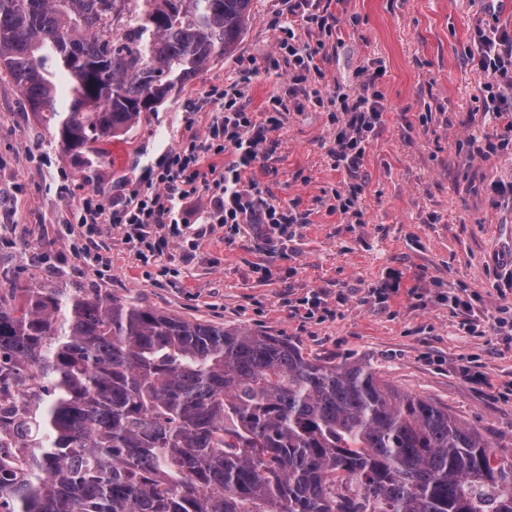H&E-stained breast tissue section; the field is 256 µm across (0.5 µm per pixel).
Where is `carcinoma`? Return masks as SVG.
Instances as JSON below:
<instances>
[{"instance_id":"cac0c4a2","label":"carcinoma","mask_w":512,"mask_h":512,"mask_svg":"<svg viewBox=\"0 0 512 512\" xmlns=\"http://www.w3.org/2000/svg\"><path fill=\"white\" fill-rule=\"evenodd\" d=\"M252 0H0V69L97 182ZM0 512H512V454L369 366L132 300L0 289Z\"/></svg>"}]
</instances>
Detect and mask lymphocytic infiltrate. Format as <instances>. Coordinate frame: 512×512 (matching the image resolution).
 <instances>
[{
	"label": "lymphocytic infiltrate",
	"instance_id": "obj_1",
	"mask_svg": "<svg viewBox=\"0 0 512 512\" xmlns=\"http://www.w3.org/2000/svg\"><path fill=\"white\" fill-rule=\"evenodd\" d=\"M477 69L485 78L482 85L483 121L496 124L494 134L470 138L474 153L512 157V34L495 28L477 29ZM324 43H297L294 37L281 39L279 56L269 57L270 66H278L280 56L288 58V95L273 97L271 109L264 119L247 112L240 100L237 84L218 91L221 102L205 135L186 129L177 147L164 151L155 162L143 167L140 187L129 197L114 201L104 208L97 196L84 197L74 221L86 239L102 232L103 225L122 228L126 241L142 259L162 260L168 256L174 240L183 235L182 208L201 193H208L210 208L203 216L206 224H228L233 229L248 227L256 236L266 239L284 235L293 224L303 223L295 207H282L263 197L257 182L249 177L257 158L275 147V131L284 125L291 100L305 97L315 103L333 106V138L328 153L336 169L344 171L349 181L336 192L337 207L349 211L354 207L362 186L356 178L361 170L366 146L383 122V96L376 91L377 81L384 75L382 65L368 63L361 67L362 81L357 93L344 89L328 91L318 57ZM230 154L224 165L204 164V155ZM167 234H160V227Z\"/></svg>",
	"mask_w": 512,
	"mask_h": 512
}]
</instances>
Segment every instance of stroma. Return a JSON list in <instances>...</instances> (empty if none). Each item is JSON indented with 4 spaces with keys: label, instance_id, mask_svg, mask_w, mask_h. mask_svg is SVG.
<instances>
[{
    "label": "stroma",
    "instance_id": "stroma-1",
    "mask_svg": "<svg viewBox=\"0 0 512 512\" xmlns=\"http://www.w3.org/2000/svg\"><path fill=\"white\" fill-rule=\"evenodd\" d=\"M330 9L336 35L293 20L287 0H254L237 49L110 144L101 201L111 205L112 187L136 188L143 166L175 147L186 126L205 134L212 87L244 80L242 103L258 114L284 94L287 67L265 59L288 23L296 41L325 42L328 88L353 90L369 61L385 69L377 85L384 123L366 146L356 212L332 208L347 177L327 152L328 109L307 103L290 112L276 153L250 172L265 198L309 214L285 243L196 224L203 196L186 205L191 226L162 261L138 259L116 227L86 244L72 221L91 186L62 156L43 113L30 111L0 74V287L128 299L190 320L243 325L325 361L365 364L510 451L512 396L503 390L512 384V335L490 320L512 304V206L490 187L512 181V158L472 155L467 140L494 132L470 120L484 81L469 58L475 30L512 32V13L488 10L483 0H333ZM385 283L397 292L370 297ZM313 290L322 292L325 311L295 313ZM452 294L488 318L483 331L461 329Z\"/></svg>",
    "mask_w": 512,
    "mask_h": 512
}]
</instances>
